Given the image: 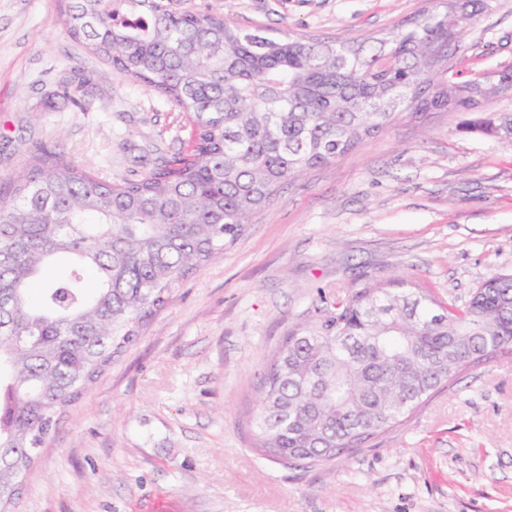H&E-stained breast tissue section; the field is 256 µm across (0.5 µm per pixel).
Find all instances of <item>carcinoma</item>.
I'll return each instance as SVG.
<instances>
[{
  "label": "carcinoma",
  "mask_w": 512,
  "mask_h": 512,
  "mask_svg": "<svg viewBox=\"0 0 512 512\" xmlns=\"http://www.w3.org/2000/svg\"><path fill=\"white\" fill-rule=\"evenodd\" d=\"M365 37L243 27L164 0H64L69 36L194 123L188 156L122 185L45 156L0 197V512L112 358L173 290L235 243L278 190L407 113L478 111L512 70L458 84L449 62L492 0H438ZM512 143V115L461 123ZM512 357V273L458 307L406 279L366 280L295 325L259 376L264 455L307 468L403 424L434 391Z\"/></svg>",
  "instance_id": "1"
}]
</instances>
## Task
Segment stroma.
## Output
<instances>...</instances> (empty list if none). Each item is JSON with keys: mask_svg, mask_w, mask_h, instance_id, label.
<instances>
[{"mask_svg": "<svg viewBox=\"0 0 512 512\" xmlns=\"http://www.w3.org/2000/svg\"><path fill=\"white\" fill-rule=\"evenodd\" d=\"M246 27L336 38L424 0H167ZM59 0H0V191L46 154L121 184L190 147L188 116L112 71L58 21ZM457 81L512 69V0L472 24ZM407 117L285 184L247 231L184 281L64 415L17 512H512V359L437 391L401 426L320 466L252 447L248 418L288 329L403 277L464 305L512 272V145Z\"/></svg>", "mask_w": 512, "mask_h": 512, "instance_id": "stroma-1", "label": "stroma"}]
</instances>
